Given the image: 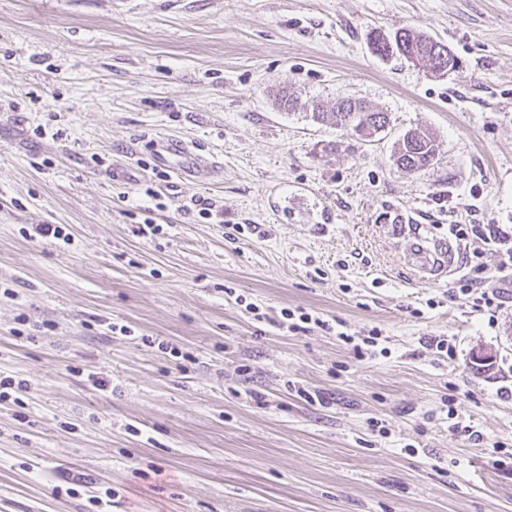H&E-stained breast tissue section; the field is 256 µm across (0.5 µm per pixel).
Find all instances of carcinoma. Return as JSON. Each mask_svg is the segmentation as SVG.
<instances>
[{"label": "carcinoma", "instance_id": "1", "mask_svg": "<svg viewBox=\"0 0 512 512\" xmlns=\"http://www.w3.org/2000/svg\"><path fill=\"white\" fill-rule=\"evenodd\" d=\"M372 52L381 58L397 56L411 62H426L435 73L456 69L457 59L450 51L440 56V41L402 27L391 35L371 34ZM314 121L331 122L361 138L369 137L389 124L388 113L373 110L363 102L350 97H339L331 111L313 109ZM436 157L434 133L416 128L408 131L396 152L398 167L420 171L433 165Z\"/></svg>", "mask_w": 512, "mask_h": 512}]
</instances>
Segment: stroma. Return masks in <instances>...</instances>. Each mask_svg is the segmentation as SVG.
I'll return each mask as SVG.
<instances>
[{
  "mask_svg": "<svg viewBox=\"0 0 512 512\" xmlns=\"http://www.w3.org/2000/svg\"><path fill=\"white\" fill-rule=\"evenodd\" d=\"M402 26L456 71L371 52ZM284 86L390 123L347 136ZM421 126L436 162L404 171ZM160 133L220 175L158 165ZM454 222L512 249V0H0V512H512V275L488 257L491 315L453 296L460 260L427 273ZM436 157L434 133L427 129L409 130L403 137L396 152L398 167L420 171L433 165Z\"/></svg>",
  "mask_w": 512,
  "mask_h": 512,
  "instance_id": "stroma-1",
  "label": "stroma"
}]
</instances>
